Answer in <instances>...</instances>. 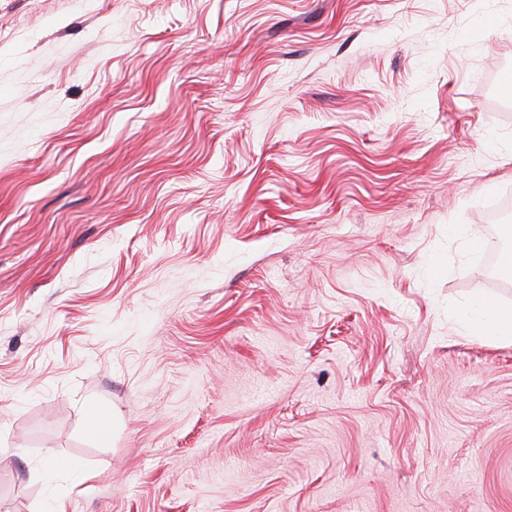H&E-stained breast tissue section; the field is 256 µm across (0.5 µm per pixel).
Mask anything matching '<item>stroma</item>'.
<instances>
[{"instance_id":"35a3bbf8","label":"stroma","mask_w":512,"mask_h":512,"mask_svg":"<svg viewBox=\"0 0 512 512\" xmlns=\"http://www.w3.org/2000/svg\"><path fill=\"white\" fill-rule=\"evenodd\" d=\"M506 74L512 0H0V512H512ZM461 321L474 332L499 341L512 342V307L477 297L459 312Z\"/></svg>"}]
</instances>
